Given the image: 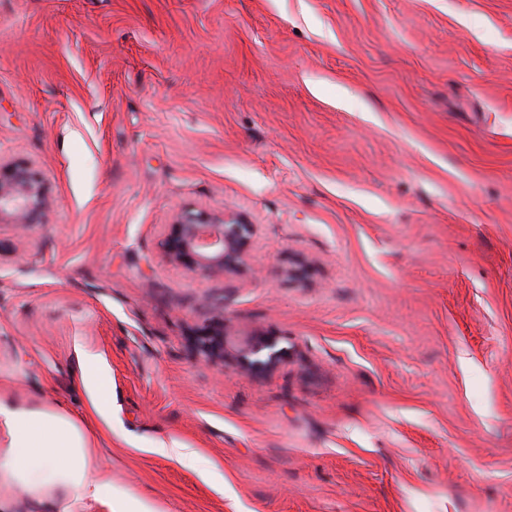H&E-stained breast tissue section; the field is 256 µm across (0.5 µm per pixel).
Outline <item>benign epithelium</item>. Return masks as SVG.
I'll return each instance as SVG.
<instances>
[{
    "label": "benign epithelium",
    "instance_id": "7a95c632",
    "mask_svg": "<svg viewBox=\"0 0 512 512\" xmlns=\"http://www.w3.org/2000/svg\"><path fill=\"white\" fill-rule=\"evenodd\" d=\"M52 203L51 188L28 161H0V224L24 229L44 223ZM258 225L224 211L183 209L167 225L164 256L194 274L218 276L248 270V254ZM198 349L213 361L224 360V333L198 339ZM276 339L258 336L242 354L249 373L274 369L282 358Z\"/></svg>",
    "mask_w": 512,
    "mask_h": 512
}]
</instances>
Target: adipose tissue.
Returning <instances> with one entry per match:
<instances>
[{"label": "adipose tissue", "mask_w": 512, "mask_h": 512, "mask_svg": "<svg viewBox=\"0 0 512 512\" xmlns=\"http://www.w3.org/2000/svg\"><path fill=\"white\" fill-rule=\"evenodd\" d=\"M79 381L103 414L112 386L95 356H85ZM92 437L66 412L29 405L0 390V512H14L24 494L32 512H158L113 487L111 474L91 476Z\"/></svg>", "instance_id": "adipose-tissue-1"}]
</instances>
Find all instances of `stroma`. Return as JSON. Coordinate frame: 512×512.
<instances>
[{"label":"stroma","instance_id":"1","mask_svg":"<svg viewBox=\"0 0 512 512\" xmlns=\"http://www.w3.org/2000/svg\"><path fill=\"white\" fill-rule=\"evenodd\" d=\"M0 160L54 199L0 224V388L116 487L512 512V0H0ZM186 207L259 225L247 274L164 259ZM257 335L286 354L250 375ZM79 381L93 396V409L96 413L107 412L112 401V386L102 370L98 359L86 355L80 365Z\"/></svg>","mask_w":512,"mask_h":512}]
</instances>
